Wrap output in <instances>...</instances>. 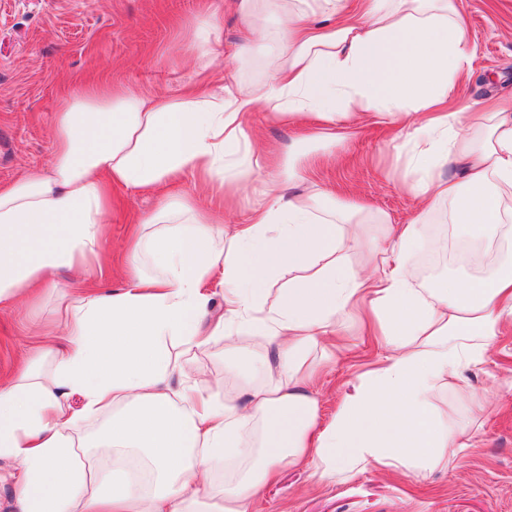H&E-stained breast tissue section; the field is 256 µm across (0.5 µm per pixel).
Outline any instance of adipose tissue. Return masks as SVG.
I'll return each instance as SVG.
<instances>
[{
  "instance_id": "1",
  "label": "adipose tissue",
  "mask_w": 512,
  "mask_h": 512,
  "mask_svg": "<svg viewBox=\"0 0 512 512\" xmlns=\"http://www.w3.org/2000/svg\"><path fill=\"white\" fill-rule=\"evenodd\" d=\"M236 9L244 37L223 59L222 86L211 66L223 27L211 12L193 26L191 86L157 96L77 83L58 102L50 165L0 186L3 307L59 269L92 272L113 189L143 193L191 174L231 198L262 182L240 222L229 208L218 224L189 200L161 201L139 220L123 286L74 292L44 355L0 377V484L15 512H252L257 490L286 466L309 462L328 480L366 467L424 475L458 455L463 430L432 400L442 386L465 394L463 370L512 325V257L435 288L415 287L407 259L442 213L469 239L512 237V103L450 110L470 77L459 0ZM252 62L264 79H242ZM253 112L330 142L338 123L390 122L412 218L394 224L338 199L301 166L263 176ZM357 320L391 354L322 419L314 355ZM219 338L249 378L231 366L210 391L186 354ZM100 414L110 421L97 443L112 462L91 467L72 430Z\"/></svg>"
}]
</instances>
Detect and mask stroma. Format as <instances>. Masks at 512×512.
I'll use <instances>...</instances> for the list:
<instances>
[{
    "mask_svg": "<svg viewBox=\"0 0 512 512\" xmlns=\"http://www.w3.org/2000/svg\"><path fill=\"white\" fill-rule=\"evenodd\" d=\"M461 7L470 23L473 79L456 104L475 111L487 96H512V0H461ZM210 8L222 15L223 43L233 48L240 26L232 0H0V184L49 164L58 99L74 76L92 79L108 70L162 94L193 82L197 67L187 60L192 26ZM335 151L339 162L323 163L316 178L337 196L356 195L392 223H406L415 204L398 185L383 129L367 120ZM157 202L113 191L106 260L90 287L122 284L129 228ZM55 281L40 300L0 312V373L34 352L31 323L57 321L61 293L81 285L66 269ZM380 353L357 328L349 329L343 353L316 383L322 417L335 413L360 365ZM463 375L468 396L442 387L433 398L444 417L464 427L465 446L455 463L425 475L369 468L335 482L320 479L311 465L288 468L278 483L258 491L256 512H512V334L499 337L485 362ZM472 394L489 399L483 415L468 412Z\"/></svg>",
    "mask_w": 512,
    "mask_h": 512,
    "instance_id": "obj_1",
    "label": "stroma"
}]
</instances>
